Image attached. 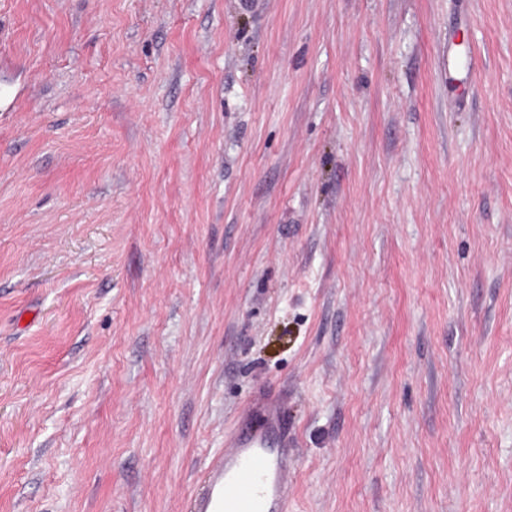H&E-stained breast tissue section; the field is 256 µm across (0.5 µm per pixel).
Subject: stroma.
Segmentation results:
<instances>
[{"instance_id": "obj_1", "label": "stroma", "mask_w": 512, "mask_h": 512, "mask_svg": "<svg viewBox=\"0 0 512 512\" xmlns=\"http://www.w3.org/2000/svg\"><path fill=\"white\" fill-rule=\"evenodd\" d=\"M261 397L288 512H512V0H0V512Z\"/></svg>"}]
</instances>
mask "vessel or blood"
<instances>
[{
  "mask_svg": "<svg viewBox=\"0 0 512 512\" xmlns=\"http://www.w3.org/2000/svg\"><path fill=\"white\" fill-rule=\"evenodd\" d=\"M267 433L241 424L224 441L220 465L199 499L197 512H288V439L273 402L259 404Z\"/></svg>",
  "mask_w": 512,
  "mask_h": 512,
  "instance_id": "vessel-or-blood-1",
  "label": "vessel or blood"
}]
</instances>
